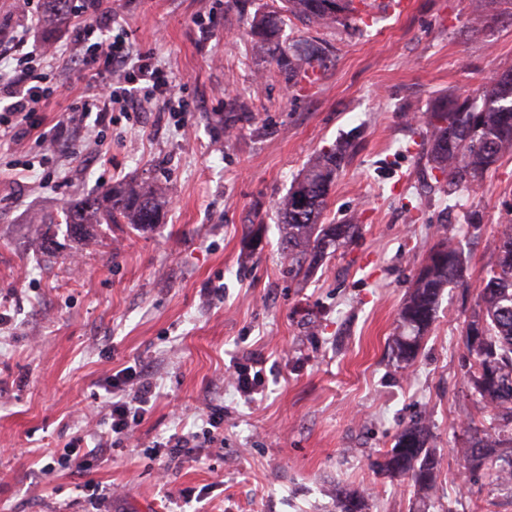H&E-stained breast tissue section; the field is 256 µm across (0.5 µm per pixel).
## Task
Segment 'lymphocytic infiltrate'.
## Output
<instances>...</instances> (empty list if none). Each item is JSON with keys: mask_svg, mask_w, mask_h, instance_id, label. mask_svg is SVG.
Here are the masks:
<instances>
[{"mask_svg": "<svg viewBox=\"0 0 512 512\" xmlns=\"http://www.w3.org/2000/svg\"><path fill=\"white\" fill-rule=\"evenodd\" d=\"M82 17L73 41L75 58L82 71L90 72L92 94L74 106L82 117L96 115L104 119L114 108L130 106L145 110L167 99L172 85L151 53L129 50L123 37L112 33V11L103 0H80ZM24 33L15 36L10 56L16 66L12 75H0V137H14L32 130L33 115L47 109L59 90L46 86L43 75L34 74L35 58H46V50H27ZM109 395L104 416L109 435L101 437L94 448L84 449V437L74 438L60 459L61 466L84 467L88 460H103L110 455L115 441L132 435L142 421L154 387L140 371L127 367L109 376L105 383Z\"/></svg>", "mask_w": 512, "mask_h": 512, "instance_id": "obj_1", "label": "lymphocytic infiltrate"}]
</instances>
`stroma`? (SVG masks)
<instances>
[{
    "mask_svg": "<svg viewBox=\"0 0 512 512\" xmlns=\"http://www.w3.org/2000/svg\"><path fill=\"white\" fill-rule=\"evenodd\" d=\"M376 0L356 32L298 19L281 35H319L335 51L313 80L291 81L246 32L272 0H104L114 33L153 52L174 106L124 112L80 133L71 105L88 90L68 50L74 25L41 64L70 97L36 113L57 153L36 175L34 136L0 142V512H86L80 490L110 488L101 512H333L336 484L364 490L368 512H512V491L464 474L457 450L481 414L465 378L464 328L512 218V155L485 175L465 209L427 191L416 115L512 67V10L479 24L486 0ZM0 0V39L26 30L42 44V12ZM248 110L234 136L224 115ZM339 142L354 152L323 221L360 224L353 243L303 283L289 281L278 202L308 160ZM135 179L166 198L161 224H99L89 244L68 236L66 208ZM476 211L479 223L463 220ZM53 218L45 228V218ZM260 226L258 239L247 235ZM55 254L41 246L44 230ZM459 243L469 289L445 288L412 365L392 356L398 311L440 239ZM259 389L240 393L236 363ZM141 365L157 397L131 440L86 472L58 465L79 435L106 430L98 397L112 371ZM224 410L216 441L212 408ZM430 425L439 460L435 504L372 466L414 418ZM193 434V457L162 462L155 444Z\"/></svg>",
    "mask_w": 512,
    "mask_h": 512,
    "instance_id": "1",
    "label": "stroma"
}]
</instances>
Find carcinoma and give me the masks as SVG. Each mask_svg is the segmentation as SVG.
<instances>
[{
	"mask_svg": "<svg viewBox=\"0 0 512 512\" xmlns=\"http://www.w3.org/2000/svg\"><path fill=\"white\" fill-rule=\"evenodd\" d=\"M71 0H44L47 28L70 20ZM281 5L255 17L248 35L260 49L272 52L277 66L290 77L306 79L330 57L326 43L317 38L296 39L284 49L280 37L285 17L307 25L366 24L355 0H280ZM425 138L421 153L432 179L448 181L455 190L479 184L505 153L512 151V70L496 75L474 95L439 98L423 113ZM349 150L337 144L319 151L279 202L284 224L281 250L288 258V275L295 280L303 267L317 266L335 255L361 232L358 224L320 221L337 172L348 162ZM161 205L156 188L133 182L87 194L68 207L65 224L71 236L83 238L92 224H130L135 228L160 223ZM467 284L461 250L440 241L421 265L413 287L403 300L399 319L407 333L394 338L396 358L414 361L421 340L436 319L443 289ZM466 343L472 355L467 383L487 411L488 424L473 429L461 452L467 472H484L493 481L512 487V225H505L497 243V263L486 271L479 286L477 310L466 324ZM390 478L413 487L420 500L434 495L437 459L430 434L419 421L406 424L383 460L373 462ZM336 512H366L363 493L336 486Z\"/></svg>",
	"mask_w": 512,
	"mask_h": 512,
	"instance_id": "carcinoma-1",
	"label": "carcinoma"
}]
</instances>
